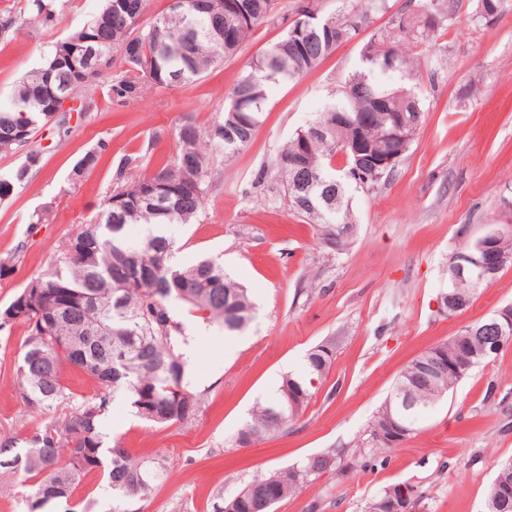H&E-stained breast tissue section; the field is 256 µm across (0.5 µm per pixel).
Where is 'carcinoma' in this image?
<instances>
[{
    "mask_svg": "<svg viewBox=\"0 0 512 512\" xmlns=\"http://www.w3.org/2000/svg\"><path fill=\"white\" fill-rule=\"evenodd\" d=\"M239 10L211 13L200 8V0H181L168 8L149 28L136 27L145 0H104L95 18L69 33L76 39L88 32L99 39V50L119 61L122 70L110 80L111 100L125 106L140 97L144 87H170L198 80L212 66L237 54L241 44L259 26L274 17L275 0H235ZM311 0H298L294 19L285 34L265 53L250 62L227 96L224 115L204 130H196L194 151L201 165L198 183L181 186V153L135 177L127 176L129 160L119 161L113 189L103 210L92 224L83 225L54 255L49 267L32 278L37 287L22 288L0 309V329L19 323L25 327L22 356L14 378L28 411L39 418L26 436L0 435V479L26 475L20 482L26 512H73L72 495L83 477L100 471L118 508L115 512H141L136 504L146 500L166 470L162 458L138 459L117 444L108 445L103 421L110 406V393L128 396L134 413L156 427L195 424L208 391L198 389L189 374L184 350L187 326L178 319L175 307H186L190 316L224 327L228 333L242 331L255 310L248 290L224 270V264L205 258L191 266L171 262L174 242L164 233L169 224H191L199 215L210 178L209 151H224L231 158L253 139L261 123L266 85L271 80L290 81L314 70L333 53L329 43L353 39L370 14L386 12L388 0H360L338 14L322 17L330 30H313L305 20ZM430 0L409 3L410 21L402 25L397 15L391 25L375 32L361 50V66L345 82L333 102L306 127L296 130L273 166L281 177L290 209L319 225L323 240L341 224L353 223L348 192L357 184L380 179L370 170L356 174L354 160L343 163L337 143L348 136L346 125H336V115L360 117L369 123L374 136L386 125L388 114L404 112L419 130L424 110L419 97L404 93L405 86L386 83L392 76L408 82L416 76V65L398 51L405 43L427 42L440 30L438 15ZM22 10L31 18L51 25L56 20L49 0H26ZM17 14L6 8L0 14V36L16 32ZM54 43L42 69L50 68L59 52ZM392 55L397 68L386 70L380 60ZM40 69V70H42ZM28 73L17 87L9 107L0 108V154H13L30 145L39 123L38 73ZM18 125L29 127V136L13 141L7 135ZM306 150L304 163L292 165L290 158ZM100 152L90 151L73 168L78 180L94 167ZM31 166L23 163L0 186L20 187ZM155 181L175 194L162 204L139 195L141 186ZM120 199L121 208L112 204ZM128 224L150 227L138 241L124 236ZM135 259L150 268L152 279L116 282L113 265ZM66 300L65 323L59 325L44 313L53 297ZM491 343L487 336L462 339V333L425 351L406 365L390 394L374 417L372 444L383 447L377 437L379 425L399 420L408 434L416 431L418 419L459 381L448 368L436 369L435 362H448L459 347L479 353ZM333 359L331 344L310 349L304 373L283 377L277 398L258 403L235 439L245 446L254 429L273 435L296 420L308 403L306 378H321ZM83 371L101 391L91 397L72 392L61 381L65 366ZM414 403L410 410L403 400ZM338 453L332 449L307 457L293 466L294 475L283 470L257 477L242 487L236 499L218 495L213 512H253V505L267 495L282 500L305 484L336 469Z\"/></svg>",
    "mask_w": 512,
    "mask_h": 512,
    "instance_id": "cac0c4a2",
    "label": "carcinoma"
}]
</instances>
